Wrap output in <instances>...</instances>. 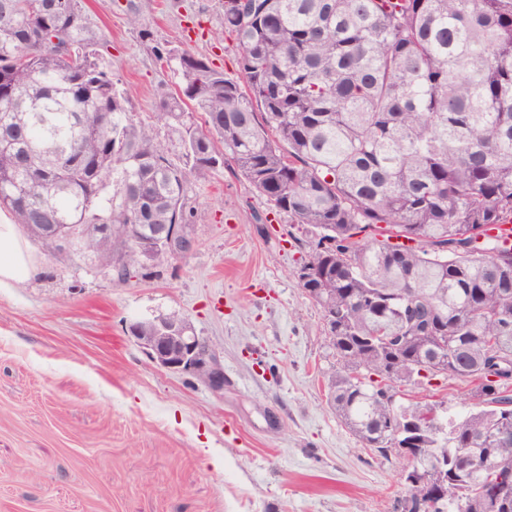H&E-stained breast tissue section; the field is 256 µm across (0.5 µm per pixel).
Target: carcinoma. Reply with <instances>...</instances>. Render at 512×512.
I'll return each mask as SVG.
<instances>
[{
	"label": "carcinoma",
	"instance_id": "carcinoma-1",
	"mask_svg": "<svg viewBox=\"0 0 512 512\" xmlns=\"http://www.w3.org/2000/svg\"><path fill=\"white\" fill-rule=\"evenodd\" d=\"M221 25L238 80L157 52L180 79L155 113L176 163L134 121L81 0H0V209L49 258L92 255L124 283L168 261L147 244L140 263L153 226L191 223L187 177L229 159L318 232L298 270L336 324V414L383 456L414 442L406 465L435 482L448 462L441 512L512 504V381L490 379L512 359V243L491 233L512 224V0H224ZM427 375L469 381L470 410L396 403Z\"/></svg>",
	"mask_w": 512,
	"mask_h": 512
}]
</instances>
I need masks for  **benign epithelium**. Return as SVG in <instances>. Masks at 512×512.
Wrapping results in <instances>:
<instances>
[{
    "label": "benign epithelium",
    "instance_id": "1",
    "mask_svg": "<svg viewBox=\"0 0 512 512\" xmlns=\"http://www.w3.org/2000/svg\"><path fill=\"white\" fill-rule=\"evenodd\" d=\"M155 236L169 246L172 255H179L183 248L192 244L186 226L161 227ZM140 347L160 367L183 375H192L216 391L224 389V369L207 340L198 336L184 318L157 317L143 320L131 327ZM445 500L438 492L422 500L401 501L400 509L406 512H439Z\"/></svg>",
    "mask_w": 512,
    "mask_h": 512
}]
</instances>
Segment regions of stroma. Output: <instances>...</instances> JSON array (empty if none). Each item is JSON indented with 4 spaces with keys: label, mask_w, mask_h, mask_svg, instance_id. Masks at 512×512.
Wrapping results in <instances>:
<instances>
[{
    "label": "stroma",
    "mask_w": 512,
    "mask_h": 512,
    "mask_svg": "<svg viewBox=\"0 0 512 512\" xmlns=\"http://www.w3.org/2000/svg\"><path fill=\"white\" fill-rule=\"evenodd\" d=\"M83 0L135 121L154 124L178 79L156 49L238 79L222 0ZM186 258L128 282L94 258L0 288V512H386L401 461L365 448L328 402L340 368L296 271L316 242L231 167L188 177ZM178 312L220 357L216 391L153 363L131 323ZM470 383L405 389L453 416Z\"/></svg>",
    "instance_id": "35a3bbf8"
}]
</instances>
